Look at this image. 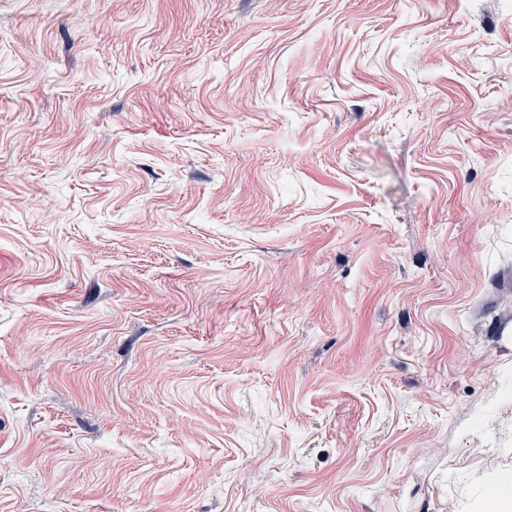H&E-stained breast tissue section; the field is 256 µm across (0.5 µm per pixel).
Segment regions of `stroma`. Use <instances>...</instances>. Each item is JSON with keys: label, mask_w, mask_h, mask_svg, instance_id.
Returning a JSON list of instances; mask_svg holds the SVG:
<instances>
[{"label": "stroma", "mask_w": 512, "mask_h": 512, "mask_svg": "<svg viewBox=\"0 0 512 512\" xmlns=\"http://www.w3.org/2000/svg\"><path fill=\"white\" fill-rule=\"evenodd\" d=\"M509 270L512 0H0V512H484Z\"/></svg>", "instance_id": "stroma-1"}]
</instances>
